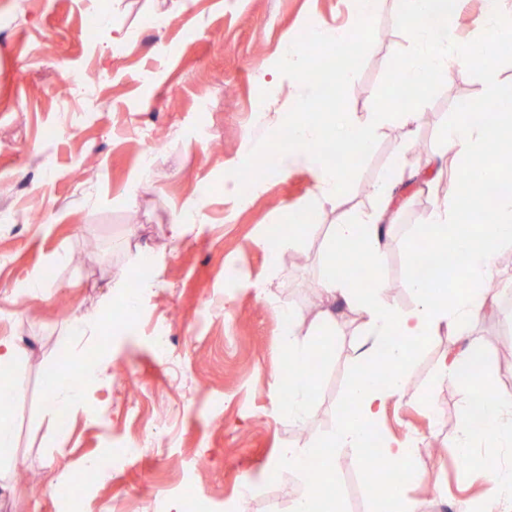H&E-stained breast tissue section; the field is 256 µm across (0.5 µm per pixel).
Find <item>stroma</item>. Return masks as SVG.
<instances>
[{"label": "stroma", "mask_w": 512, "mask_h": 512, "mask_svg": "<svg viewBox=\"0 0 512 512\" xmlns=\"http://www.w3.org/2000/svg\"><path fill=\"white\" fill-rule=\"evenodd\" d=\"M355 15L354 0H0V337L25 349L0 375V385L15 389L0 409L14 429L10 462L0 468V512H57L45 486L15 481L16 467L61 486L116 444L139 452L97 480L81 512H152L189 481L206 512H226L245 485L247 512H288L300 482L274 462L283 448L335 428L370 338L357 314L339 313L311 416L299 422L279 384L287 336L280 314L294 311L306 326L317 320L331 225L372 211L373 186L404 155L420 173L396 191L383 277L391 303L414 305L403 239L432 208L422 182L441 163V125L457 101L483 92L481 80L455 68L422 106L412 137L394 123L381 128L350 191L325 206L301 245L307 262H288L289 248H273L266 233L317 194L314 170L275 172L239 198L224 187L277 113L294 105L298 86L274 68L286 40L310 26L351 30ZM374 22V44L348 91V109L361 118L393 53L412 44L391 0ZM81 69L100 81L73 87L77 109L63 112L64 74ZM148 147L154 166L145 179L139 162ZM132 210L138 223L125 221ZM181 215L191 224L176 238L171 226ZM90 237L98 250L73 265ZM142 247L153 279L140 290L135 322L118 326L112 316L134 285ZM491 283L494 307L473 321L472 335L495 386L512 392V248L499 252ZM82 314L100 329L71 335ZM160 324L174 338L165 354L153 345ZM454 345L441 332L413 351L404 393L387 402L379 423L385 439L414 448L403 495L416 512H454L459 500L492 493L489 476L462 462V395L438 376ZM91 351L107 370L59 423L45 408L43 380L72 375ZM115 367L128 382L113 379ZM337 462L340 512H370L357 451L343 449Z\"/></svg>", "instance_id": "stroma-1"}]
</instances>
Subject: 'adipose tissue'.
<instances>
[{
	"instance_id": "adipose-tissue-1",
	"label": "adipose tissue",
	"mask_w": 512,
	"mask_h": 512,
	"mask_svg": "<svg viewBox=\"0 0 512 512\" xmlns=\"http://www.w3.org/2000/svg\"><path fill=\"white\" fill-rule=\"evenodd\" d=\"M405 161H396L391 174L373 187L379 201L376 211L347 215L331 227L328 254L322 269L321 290L328 300H337L359 315L367 325L372 341L358 356L357 369L351 379L348 399L354 403L356 420L339 421L324 441L307 448H286L278 465L289 472L304 473V462L311 457L335 461L338 449L367 447L380 422L386 403L403 392L405 368L413 349L427 337L448 331L458 348L443 358L440 377L457 385L465 405L460 420L458 446L464 461L480 458L487 463L495 492L481 510L460 503L458 512H512V469L502 466L499 451L512 443V394L497 391L486 384L481 414H474L471 402L474 392L463 379L465 370L473 366L481 346L472 337V321L493 302L487 292L456 288L449 296L433 293L423 279L410 283L415 298L412 308L402 309L387 299L381 261L387 240L384 225L394 201V191L403 179ZM367 268L366 281L355 280L354 267ZM336 325L332 311H324L313 327L309 339H301L297 314H289V336L284 349V370L294 379L288 392V416L303 420L309 417L314 387L303 374L313 353L311 336L331 333ZM385 353L391 374L385 384H377L371 375V362L377 353ZM336 480L326 474L320 485L304 482L291 501L289 512H335Z\"/></svg>"
}]
</instances>
